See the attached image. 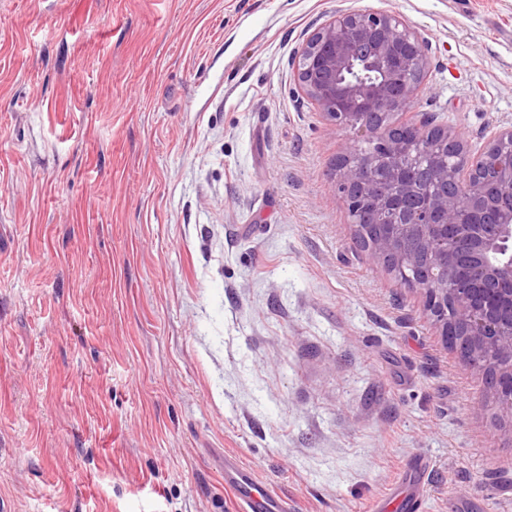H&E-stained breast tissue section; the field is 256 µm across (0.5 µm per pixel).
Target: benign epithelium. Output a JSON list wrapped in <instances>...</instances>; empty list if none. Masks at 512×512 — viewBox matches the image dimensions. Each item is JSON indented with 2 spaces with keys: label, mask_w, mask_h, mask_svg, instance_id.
Wrapping results in <instances>:
<instances>
[{
  "label": "benign epithelium",
  "mask_w": 512,
  "mask_h": 512,
  "mask_svg": "<svg viewBox=\"0 0 512 512\" xmlns=\"http://www.w3.org/2000/svg\"><path fill=\"white\" fill-rule=\"evenodd\" d=\"M429 65L421 36L390 10L339 11L314 30L295 58L299 91L329 125H359L376 112L395 126ZM439 157L426 178L407 177L410 145L397 136L370 153L348 142L336 184L350 217L369 205L370 255L423 292L425 310L463 364L485 375L502 416L512 420V126L469 156L457 134L418 126Z\"/></svg>",
  "instance_id": "obj_1"
}]
</instances>
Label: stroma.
Returning <instances> with one entry per match:
<instances>
[{
    "instance_id": "stroma-1",
    "label": "stroma",
    "mask_w": 512,
    "mask_h": 512,
    "mask_svg": "<svg viewBox=\"0 0 512 512\" xmlns=\"http://www.w3.org/2000/svg\"><path fill=\"white\" fill-rule=\"evenodd\" d=\"M428 43L410 109L512 125V0H0V512H512V421L356 242L295 56L339 11ZM486 402L483 414L473 407ZM431 468V461L424 455L409 458L401 470L400 477L395 481V487L388 495L376 500L371 511L395 512L403 508L407 510L404 512H423L424 499L421 487ZM402 488L407 489L408 493L399 503L396 500ZM224 485L234 492L242 512H288L287 501L270 492L253 470L236 458H224Z\"/></svg>"
}]
</instances>
